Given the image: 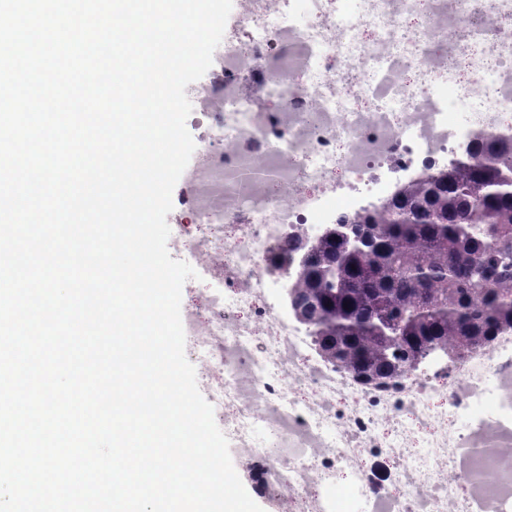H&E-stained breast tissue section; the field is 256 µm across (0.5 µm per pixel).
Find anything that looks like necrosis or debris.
<instances>
[{"instance_id": "1", "label": "necrosis or debris", "mask_w": 512, "mask_h": 512, "mask_svg": "<svg viewBox=\"0 0 512 512\" xmlns=\"http://www.w3.org/2000/svg\"><path fill=\"white\" fill-rule=\"evenodd\" d=\"M241 0L191 92L197 133L173 242L220 256L184 332L258 492L288 512H512V328L459 362L431 353L366 385L313 351L270 291L309 240L464 154L512 137V0ZM261 91L253 99L246 90ZM452 88V97L437 94ZM465 106V121L455 109Z\"/></svg>"}]
</instances>
